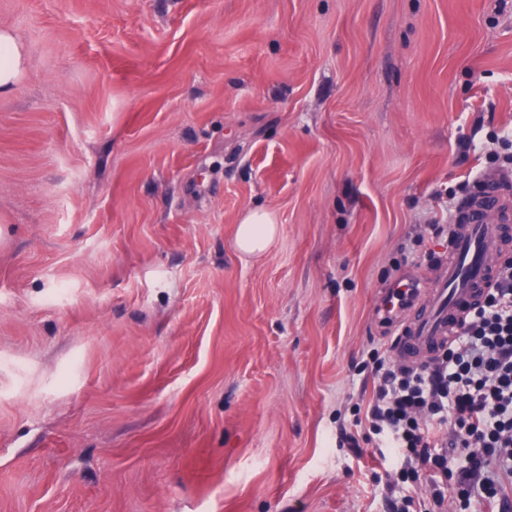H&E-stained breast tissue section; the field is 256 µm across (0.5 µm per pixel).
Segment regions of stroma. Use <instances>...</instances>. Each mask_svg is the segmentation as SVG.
<instances>
[{"instance_id": "35a3bbf8", "label": "stroma", "mask_w": 512, "mask_h": 512, "mask_svg": "<svg viewBox=\"0 0 512 512\" xmlns=\"http://www.w3.org/2000/svg\"><path fill=\"white\" fill-rule=\"evenodd\" d=\"M0 512H386L371 314L512 141V0H0ZM273 209L261 259L240 213ZM0 95L10 93L24 71L27 57L23 45L9 29L0 28Z\"/></svg>"}]
</instances>
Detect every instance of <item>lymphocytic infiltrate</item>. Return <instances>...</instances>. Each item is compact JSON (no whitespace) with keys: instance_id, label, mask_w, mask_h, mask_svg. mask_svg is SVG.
<instances>
[{"instance_id":"f902f5d3","label":"lymphocytic infiltrate","mask_w":512,"mask_h":512,"mask_svg":"<svg viewBox=\"0 0 512 512\" xmlns=\"http://www.w3.org/2000/svg\"><path fill=\"white\" fill-rule=\"evenodd\" d=\"M371 373L365 430L340 426L339 444L361 458L363 434L378 436L408 478H426L421 496L386 482L392 512H446L459 465L476 478L459 490L461 512H512L511 259L439 356L420 367L383 358Z\"/></svg>"}]
</instances>
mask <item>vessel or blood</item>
Returning <instances> with one entry per match:
<instances>
[{
  "label": "vessel or blood",
  "instance_id": "b4317fda",
  "mask_svg": "<svg viewBox=\"0 0 512 512\" xmlns=\"http://www.w3.org/2000/svg\"><path fill=\"white\" fill-rule=\"evenodd\" d=\"M464 221L456 225L442 260L436 285H427L415 270L388 285L380 294L378 319L391 338L394 355L401 362L432 358L459 334L479 302L482 292L495 284L491 255L501 251V227L486 215L498 204L496 186L501 176L476 174Z\"/></svg>",
  "mask_w": 512,
  "mask_h": 512
}]
</instances>
